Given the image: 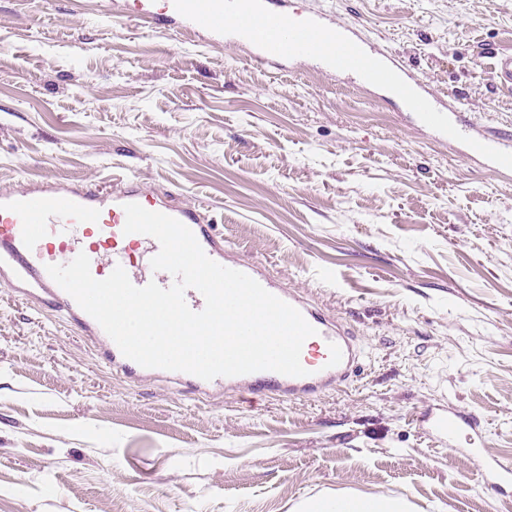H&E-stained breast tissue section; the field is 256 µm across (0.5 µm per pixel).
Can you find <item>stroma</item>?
<instances>
[{"label": "stroma", "instance_id": "1", "mask_svg": "<svg viewBox=\"0 0 512 512\" xmlns=\"http://www.w3.org/2000/svg\"><path fill=\"white\" fill-rule=\"evenodd\" d=\"M357 28L479 125L512 128L492 58L512 0H289ZM391 93L126 0H0V187L113 172L203 205L228 249L348 326L365 358L313 396L193 395L101 366L0 285V512H298L403 493L414 512H512V172L402 118ZM484 445L435 444V407ZM428 436L440 444L452 446L463 430L469 431V441L481 437L482 425L478 417L471 413L438 408L427 415ZM487 468L491 474L493 481L491 484L502 489L511 486L512 483V465L510 462L501 461L495 457H491L487 462Z\"/></svg>", "mask_w": 512, "mask_h": 512}]
</instances>
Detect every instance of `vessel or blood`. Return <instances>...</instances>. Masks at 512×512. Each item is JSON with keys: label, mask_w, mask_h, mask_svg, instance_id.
Here are the masks:
<instances>
[{"label": "vessel or blood", "mask_w": 512, "mask_h": 512, "mask_svg": "<svg viewBox=\"0 0 512 512\" xmlns=\"http://www.w3.org/2000/svg\"><path fill=\"white\" fill-rule=\"evenodd\" d=\"M129 11L147 24L180 19L223 35L225 45L247 44L256 62L277 64L307 59L323 68L353 74L360 82L390 89L410 106L407 125L431 133L461 149L484 169L512 171V132L477 125L459 105L446 103L418 83L398 60L367 50L351 26L316 11L289 10L288 0H128ZM171 216L195 235L206 255L241 271L267 291L295 307L316 330L301 350L303 376L274 371L206 381L178 372L175 380L191 392L206 394L229 386H244L259 395H312L350 380L360 367L361 354L353 336L333 317L297 292L271 279L264 267L226 249L204 212L160 195L136 177L119 179L109 188L83 182L36 184L0 190V284L21 299L60 313L97 349L100 360L130 381L140 380L146 368L125 357L100 324L48 275L47 265H65L86 254L94 278H107L123 267L138 287L156 282L173 285L170 273L146 270L145 262L159 252L158 241L124 231L125 204ZM428 435L435 442L454 444L461 432L481 434L482 425L471 413L448 409L430 411Z\"/></svg>", "instance_id": "1"}]
</instances>
